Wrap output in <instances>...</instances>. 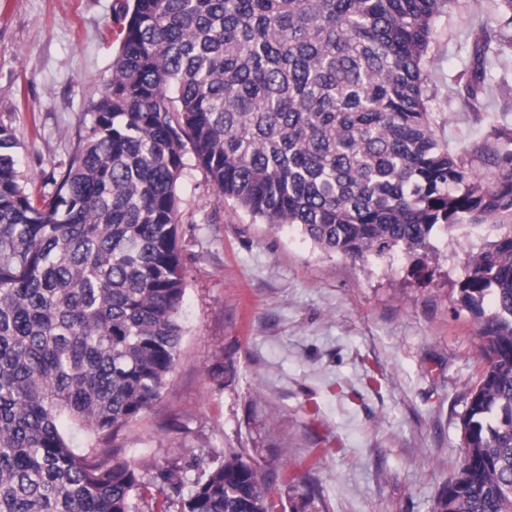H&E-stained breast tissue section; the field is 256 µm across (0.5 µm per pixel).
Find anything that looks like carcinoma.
<instances>
[{
	"mask_svg": "<svg viewBox=\"0 0 512 512\" xmlns=\"http://www.w3.org/2000/svg\"><path fill=\"white\" fill-rule=\"evenodd\" d=\"M454 0H133L112 79L49 192L22 183L0 126V512H274L260 468L230 448L145 474L116 444L169 385L185 295L177 185L186 157L254 217L327 254L394 252L426 275L439 232H493L458 302L483 358L462 416L464 457L435 512H512V131L478 158L431 122L425 65ZM474 33L466 98L491 43ZM491 299L492 307L484 306ZM95 443L78 453L67 430Z\"/></svg>",
	"mask_w": 512,
	"mask_h": 512,
	"instance_id": "1",
	"label": "carcinoma"
}]
</instances>
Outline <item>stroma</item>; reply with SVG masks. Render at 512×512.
<instances>
[{
	"label": "stroma",
	"instance_id": "35a3bbf8",
	"mask_svg": "<svg viewBox=\"0 0 512 512\" xmlns=\"http://www.w3.org/2000/svg\"><path fill=\"white\" fill-rule=\"evenodd\" d=\"M126 0H0V125L20 143L32 192L65 169L112 77ZM500 0H457L436 24L425 67L432 127L449 150L512 128V55L466 99L471 26ZM186 292L171 385L122 431L131 462L178 464L245 449L277 512H434L463 456L465 398L483 359L457 284L483 230L438 235L430 277L395 253L372 265L326 254L294 226L272 227L219 200L202 171L178 185Z\"/></svg>",
	"mask_w": 512,
	"mask_h": 512
}]
</instances>
